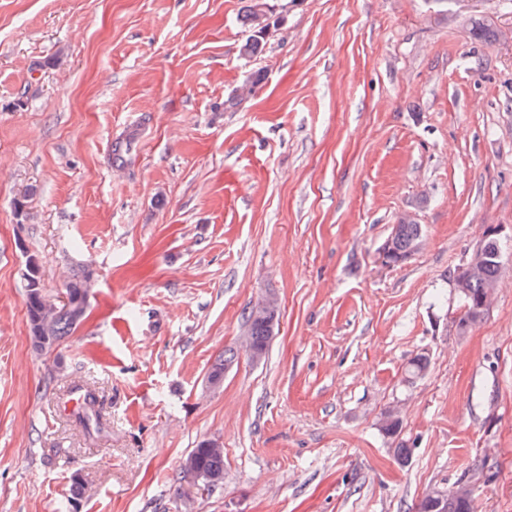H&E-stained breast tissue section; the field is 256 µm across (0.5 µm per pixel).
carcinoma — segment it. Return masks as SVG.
I'll return each instance as SVG.
<instances>
[{"mask_svg": "<svg viewBox=\"0 0 512 512\" xmlns=\"http://www.w3.org/2000/svg\"><path fill=\"white\" fill-rule=\"evenodd\" d=\"M264 6L266 0H251L243 18L244 25L259 33L263 32L268 26V15ZM421 237L422 226L419 224H403L396 234L389 235L386 244L390 246L394 263L399 264L412 255ZM23 277L27 288L26 316L32 347L37 352L50 351L71 335L84 320L87 309L85 299L93 286V271L82 267L73 272L65 283L68 306L62 305L57 309L52 307L43 292L40 267L32 256L26 260ZM496 277L497 268L487 264L467 283L466 291L461 293L464 312L457 323L459 334H466L468 328L484 316V313L478 311V307L489 291L488 285ZM273 318L271 313L266 316L256 314L254 308L246 313L247 341L264 353L267 352L271 340L270 322ZM236 357L237 350H224V358L212 366L209 376L213 379L224 377V368L231 365ZM73 389L81 401L83 415L80 423L85 433L89 436L101 433L106 428V423L97 409L95 389L83 384H76ZM380 429L384 435L396 439L401 432V420L397 416L391 417V411L388 410L381 418ZM187 460L191 466L182 467L184 475L194 477L203 473L211 476L213 481L205 485L211 491L224 485V452L205 447V441L202 440L193 448ZM418 512H473V505L471 500L453 490H431L420 500Z\"/></svg>", "mask_w": 512, "mask_h": 512, "instance_id": "1", "label": "carcinoma"}]
</instances>
